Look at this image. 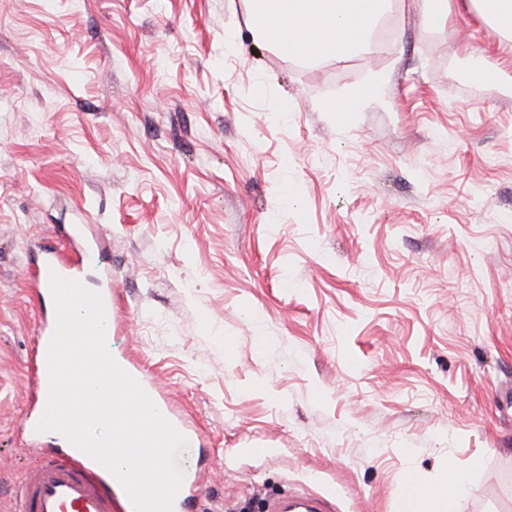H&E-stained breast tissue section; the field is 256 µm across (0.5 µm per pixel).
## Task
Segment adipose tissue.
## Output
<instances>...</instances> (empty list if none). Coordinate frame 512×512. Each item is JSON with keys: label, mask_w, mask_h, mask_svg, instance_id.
Masks as SVG:
<instances>
[{"label": "adipose tissue", "mask_w": 512, "mask_h": 512, "mask_svg": "<svg viewBox=\"0 0 512 512\" xmlns=\"http://www.w3.org/2000/svg\"><path fill=\"white\" fill-rule=\"evenodd\" d=\"M251 35L309 62L341 61L371 47L393 0H246ZM428 19L447 21L476 11L497 33H512V0H409ZM468 476L456 472L407 496L406 512H447L448 497L465 492Z\"/></svg>", "instance_id": "obj_1"}]
</instances>
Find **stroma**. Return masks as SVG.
Returning a JSON list of instances; mask_svg holds the SVG:
<instances>
[{
  "instance_id": "obj_1",
  "label": "stroma",
  "mask_w": 512,
  "mask_h": 512,
  "mask_svg": "<svg viewBox=\"0 0 512 512\" xmlns=\"http://www.w3.org/2000/svg\"><path fill=\"white\" fill-rule=\"evenodd\" d=\"M376 75L384 105L323 111ZM510 81L512 39L473 13L394 8L372 51L304 65L243 0H0V512L26 461L25 246L66 224L106 240L113 355L204 432L192 512H404L406 481L452 469L448 512H512Z\"/></svg>"
}]
</instances>
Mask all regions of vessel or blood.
I'll return each mask as SVG.
<instances>
[{
    "mask_svg": "<svg viewBox=\"0 0 512 512\" xmlns=\"http://www.w3.org/2000/svg\"><path fill=\"white\" fill-rule=\"evenodd\" d=\"M103 247V240L86 224L72 226L65 247L37 244L30 254V286L34 293L40 297L50 295V276L54 273L80 282L96 278L105 305L106 324L119 322L122 307L112 289V273L98 265V254ZM55 328V307H43L36 326L37 350L28 366L32 388L22 432L31 458L14 488L11 512H134L123 486L102 465L60 434L36 430L48 400V350ZM121 367L153 402L164 400V390L143 364L128 358L122 361ZM164 416L185 437L188 448H195L202 434L190 416L173 406L167 408ZM201 493L199 473L184 469L174 512H188Z\"/></svg>",
    "mask_w": 512,
    "mask_h": 512,
    "instance_id": "b4317fda",
    "label": "vessel or blood"
}]
</instances>
